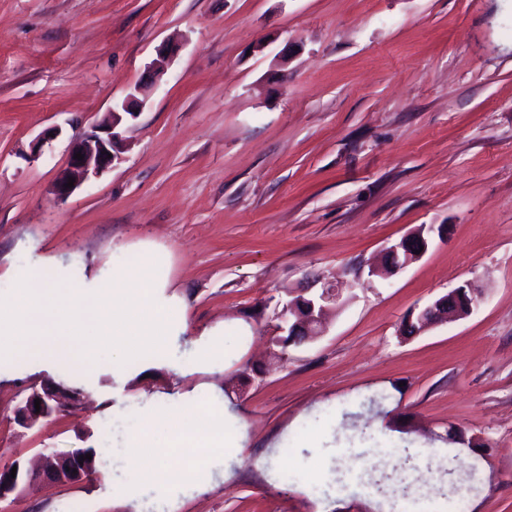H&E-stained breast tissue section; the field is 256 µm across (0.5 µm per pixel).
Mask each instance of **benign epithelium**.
<instances>
[{
	"instance_id": "1",
	"label": "benign epithelium",
	"mask_w": 512,
	"mask_h": 512,
	"mask_svg": "<svg viewBox=\"0 0 512 512\" xmlns=\"http://www.w3.org/2000/svg\"><path fill=\"white\" fill-rule=\"evenodd\" d=\"M137 104L135 95L122 104V111L107 113L100 121L89 126L83 133L75 148L71 151L66 167L57 177L53 191L64 200L70 197L90 177L97 176L118 160L116 153L120 141L119 126L123 115L136 116L133 111ZM81 153L83 159L75 158ZM73 178V186H67L68 179ZM433 227L420 226L410 234L391 244L386 249V259L380 269L371 270L373 275H387L397 272L409 264L420 260L431 245L430 233ZM471 284L464 283L447 294L434 300L422 308L416 315L409 316V322L420 332L449 319L462 318L471 310L470 304L464 303L461 297ZM339 301V292L330 285L322 288L320 294L306 301L302 298L288 302L282 308L279 318L284 324L295 321L297 329L305 330L308 339L313 340L320 335L328 312ZM83 395L63 388L53 382H43L31 388L30 394L14 411V419L18 425L30 428L40 420L69 406L81 402ZM40 400V409H35V400ZM93 467L82 462V457L70 453H55L40 457L39 461L29 467H19L16 477L0 470V499L13 494H20L34 486L45 483H76L92 473Z\"/></svg>"
}]
</instances>
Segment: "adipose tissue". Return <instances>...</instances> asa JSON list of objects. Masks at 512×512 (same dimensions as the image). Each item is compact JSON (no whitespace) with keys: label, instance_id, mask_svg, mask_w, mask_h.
I'll return each mask as SVG.
<instances>
[{"label":"adipose tissue","instance_id":"adipose-tissue-1","mask_svg":"<svg viewBox=\"0 0 512 512\" xmlns=\"http://www.w3.org/2000/svg\"><path fill=\"white\" fill-rule=\"evenodd\" d=\"M130 464L142 487L163 493L179 484L204 487L211 479L209 455L223 450L224 416L205 405H188L163 414L143 413L137 434L126 441ZM196 456L190 469L170 462L171 449Z\"/></svg>","mask_w":512,"mask_h":512}]
</instances>
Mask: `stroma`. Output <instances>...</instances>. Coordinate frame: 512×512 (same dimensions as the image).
<instances>
[{"label": "stroma", "mask_w": 512, "mask_h": 512, "mask_svg": "<svg viewBox=\"0 0 512 512\" xmlns=\"http://www.w3.org/2000/svg\"><path fill=\"white\" fill-rule=\"evenodd\" d=\"M159 60L113 167L58 201L74 142ZM422 225L418 262L370 275ZM145 249L186 309L177 355L123 384L111 353L79 373L0 361V468L100 453L0 512H448L473 472L466 512H512V0H0V295L39 254L73 288ZM336 282L323 336L266 365L291 293ZM465 283L466 318L401 335ZM47 377L85 405L19 427ZM190 398L238 445L206 488L160 497L125 440ZM219 331L217 329H213L202 336H207L206 338H202L195 343L194 352L196 354L198 362L202 366L209 365L215 360L222 352V347L219 346L218 342L211 336H220L218 335Z\"/></svg>", "instance_id": "35a3bbf8"}]
</instances>
